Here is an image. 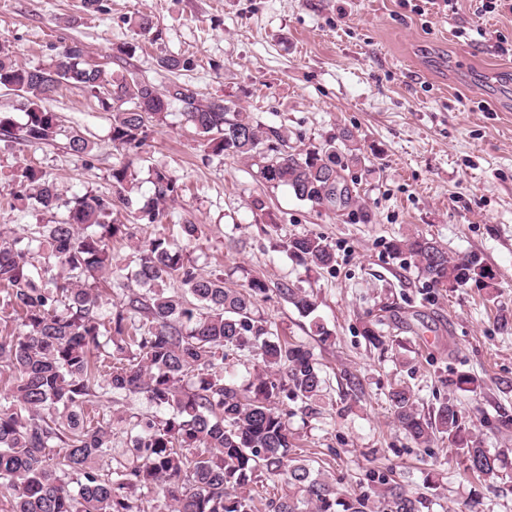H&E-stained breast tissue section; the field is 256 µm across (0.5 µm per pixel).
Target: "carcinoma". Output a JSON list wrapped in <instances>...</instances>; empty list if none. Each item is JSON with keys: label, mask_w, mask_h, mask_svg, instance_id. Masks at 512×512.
<instances>
[{"label": "carcinoma", "mask_w": 512, "mask_h": 512, "mask_svg": "<svg viewBox=\"0 0 512 512\" xmlns=\"http://www.w3.org/2000/svg\"><path fill=\"white\" fill-rule=\"evenodd\" d=\"M168 71L187 70L191 59L167 55ZM63 86L100 98L112 113V144L128 152L149 136L174 100L182 116L206 138L209 159L243 158L273 188L285 187L315 208L345 211L360 205L342 171L362 162L361 148L344 131L299 152L288 151V131L264 127L224 100L203 101L173 84L161 91L134 75L107 78L73 43L36 66L17 62L0 46V90L25 101L24 119L0 112V140L52 144L60 137L87 160L91 145L65 129L43 102ZM130 164L112 167V198L87 191L63 198L45 171L27 165L14 174L10 195L34 212L64 210L35 231L21 227L0 240V320L16 331L0 336V498L3 512H141L133 497L168 512H432L435 502L381 475L369 489L341 490L325 470L294 453L288 402L305 408L320 396L325 379L311 348L280 339L255 313L273 291L304 317L317 304L293 282L269 286L254 277L227 288L218 273H199L187 259L198 239L195 224L181 234L161 233L136 246L126 300L101 312L99 277L112 273L110 242L132 236L120 208L131 205ZM152 204L139 219L161 224L159 208L182 190L172 172L154 168ZM282 248L308 269L333 266L335 254L319 235L287 237ZM389 251L415 260L432 288L470 283L492 287L493 276L476 256L455 259L438 242L416 235L394 239ZM174 281L182 293H166ZM363 336L385 345L380 322ZM258 371L238 382L228 361L243 355ZM138 397L155 414L128 421L125 461L108 473L99 462L112 456V421H94L89 408ZM394 417L416 444L445 437L467 469L488 486L498 483L508 458L469 437L457 406L442 402L423 416L409 387L388 392ZM273 483L274 492L265 490Z\"/></svg>", "instance_id": "obj_1"}]
</instances>
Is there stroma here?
Instances as JSON below:
<instances>
[{
  "label": "stroma",
  "mask_w": 512,
  "mask_h": 512,
  "mask_svg": "<svg viewBox=\"0 0 512 512\" xmlns=\"http://www.w3.org/2000/svg\"><path fill=\"white\" fill-rule=\"evenodd\" d=\"M479 0H0V43L36 65L71 43L108 73H134L166 89L180 84L202 99H224L264 126L287 128L303 150L350 131L366 160L344 176L360 206L331 212L269 187L241 158L210 161L202 138L171 103L138 155L110 139L112 115L99 99L65 87L46 100L65 127L92 142V165L64 141L27 146L0 141V231L55 221L9 206L19 166L35 162L60 193H113V165L131 161L136 205L150 203V170L177 175L183 191L167 202L168 224L192 222L204 233L187 255L200 272L223 273L238 288L253 276L295 282L313 294L332 333L315 342L309 318L270 296L257 313L291 342L312 345L326 381L309 409L288 420L297 451L334 472L342 487L367 486L370 472L394 471L410 491L439 474L438 512H512V474L494 487L475 482L462 457L437 439L420 448L399 427L390 387L411 389L422 414L451 400L475 424L477 442L512 458V9L483 14ZM150 14L139 36L126 17ZM140 43L134 55L112 49ZM192 57V69L160 67V57ZM262 198L257 219L250 203ZM327 238L333 269L306 271L280 252L281 239ZM423 234L450 256L478 255L494 285L453 290L424 283L411 259L393 257L391 240ZM383 320L385 347H370L365 322ZM475 376L471 392L457 374Z\"/></svg>",
  "instance_id": "obj_1"
}]
</instances>
